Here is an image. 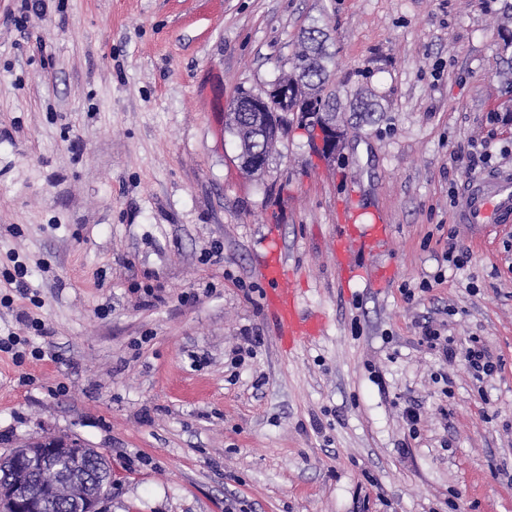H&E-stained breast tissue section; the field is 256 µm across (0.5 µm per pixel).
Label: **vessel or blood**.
Segmentation results:
<instances>
[{
	"instance_id": "obj_1",
	"label": "vessel or blood",
	"mask_w": 512,
	"mask_h": 512,
	"mask_svg": "<svg viewBox=\"0 0 512 512\" xmlns=\"http://www.w3.org/2000/svg\"><path fill=\"white\" fill-rule=\"evenodd\" d=\"M457 217L463 224L512 223V171L499 169L467 180L458 195ZM272 285L268 309L277 339L293 348L307 342L321 324L318 314L300 308L280 247H273L262 268Z\"/></svg>"
}]
</instances>
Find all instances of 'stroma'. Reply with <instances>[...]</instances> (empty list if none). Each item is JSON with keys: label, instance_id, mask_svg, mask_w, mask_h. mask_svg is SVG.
Segmentation results:
<instances>
[{"label": "stroma", "instance_id": "stroma-1", "mask_svg": "<svg viewBox=\"0 0 512 512\" xmlns=\"http://www.w3.org/2000/svg\"><path fill=\"white\" fill-rule=\"evenodd\" d=\"M19 16L0 0V272L21 262L29 291L0 287V336L42 354L0 352V456L79 437L112 462L109 512H512V224L455 216L465 180L512 169V0H44ZM312 27L342 109L369 91L381 117L331 159L293 128L245 173L224 114L291 71ZM347 204L361 216L341 258ZM274 240L322 317L290 352L267 317ZM429 318L497 372L476 383L421 345ZM248 336L263 342L231 369Z\"/></svg>", "mask_w": 512, "mask_h": 512}]
</instances>
